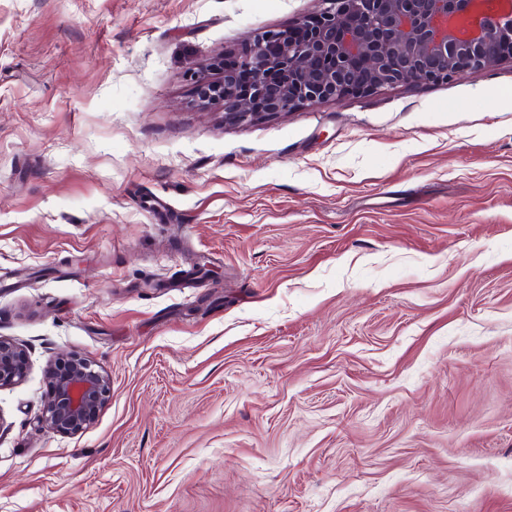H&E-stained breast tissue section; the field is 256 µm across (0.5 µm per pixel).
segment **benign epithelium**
I'll return each mask as SVG.
<instances>
[{
	"mask_svg": "<svg viewBox=\"0 0 512 512\" xmlns=\"http://www.w3.org/2000/svg\"><path fill=\"white\" fill-rule=\"evenodd\" d=\"M321 2L315 15L216 60L219 77L199 84L198 100L224 104V120L245 125L386 85L476 77L512 59V0ZM29 367L23 345L0 336V388L24 381ZM45 379L50 430L84 431L112 396L110 378L76 355L54 357Z\"/></svg>",
	"mask_w": 512,
	"mask_h": 512,
	"instance_id": "obj_1",
	"label": "benign epithelium"
}]
</instances>
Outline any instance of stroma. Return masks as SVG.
<instances>
[{
    "label": "stroma",
    "mask_w": 512,
    "mask_h": 512,
    "mask_svg": "<svg viewBox=\"0 0 512 512\" xmlns=\"http://www.w3.org/2000/svg\"><path fill=\"white\" fill-rule=\"evenodd\" d=\"M319 8L0 0V512H512V60L201 107ZM59 353L112 382L74 435ZM30 367L23 345L0 336V388L21 383ZM48 393L43 424L76 434L93 425L112 396L110 378L90 360L59 354L46 367Z\"/></svg>",
    "instance_id": "stroma-1"
}]
</instances>
